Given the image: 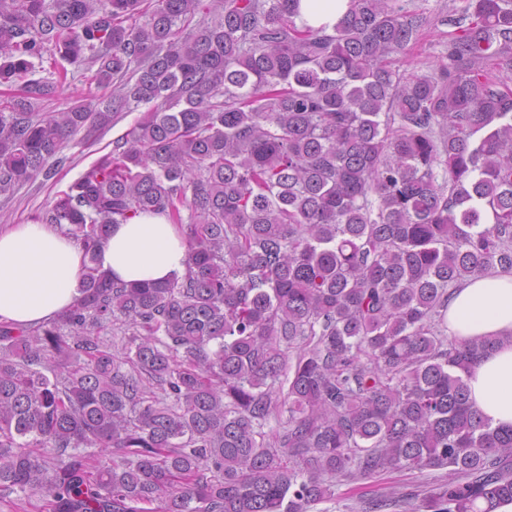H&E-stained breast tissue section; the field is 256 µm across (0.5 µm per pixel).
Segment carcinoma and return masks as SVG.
Instances as JSON below:
<instances>
[{
  "label": "carcinoma",
  "mask_w": 512,
  "mask_h": 512,
  "mask_svg": "<svg viewBox=\"0 0 512 512\" xmlns=\"http://www.w3.org/2000/svg\"><path fill=\"white\" fill-rule=\"evenodd\" d=\"M297 2L0 0V195L146 107L35 217L81 245L82 297L0 323L8 512H310L338 479L416 470L445 475L358 508L512 500V428L464 378L496 340L443 327L450 289L512 271V86L489 70L512 63V0H468L439 72L410 78L426 16L349 0L329 34ZM64 61L102 95L43 113ZM141 213L187 225L182 276L98 269Z\"/></svg>",
  "instance_id": "1"
}]
</instances>
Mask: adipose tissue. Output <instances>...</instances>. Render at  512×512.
<instances>
[{"mask_svg":"<svg viewBox=\"0 0 512 512\" xmlns=\"http://www.w3.org/2000/svg\"><path fill=\"white\" fill-rule=\"evenodd\" d=\"M349 0H299L297 21L333 30ZM189 250L180 226L160 214L111 225L96 264L127 285L183 275ZM82 249L53 224H16L0 232V322L38 326L81 296ZM448 337L496 336L500 342L471 368L469 398L492 426L512 427V272L470 278L444 312Z\"/></svg>","mask_w":512,"mask_h":512,"instance_id":"obj_1","label":"adipose tissue"}]
</instances>
